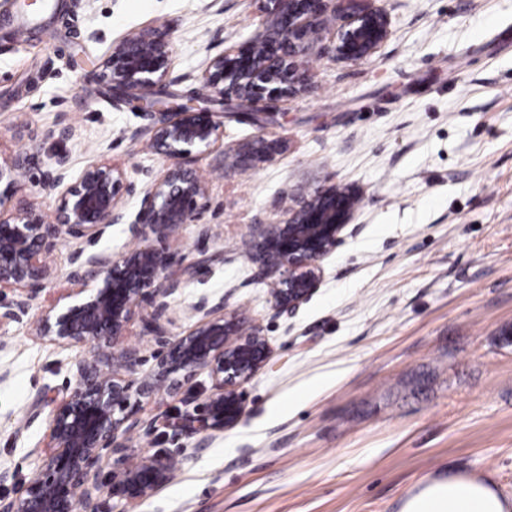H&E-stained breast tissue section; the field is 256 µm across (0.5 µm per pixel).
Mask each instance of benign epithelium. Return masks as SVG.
I'll list each match as a JSON object with an SVG mask.
<instances>
[{
  "instance_id": "benign-epithelium-1",
  "label": "benign epithelium",
  "mask_w": 512,
  "mask_h": 512,
  "mask_svg": "<svg viewBox=\"0 0 512 512\" xmlns=\"http://www.w3.org/2000/svg\"><path fill=\"white\" fill-rule=\"evenodd\" d=\"M268 20L251 48L223 51L201 75L202 93L184 102L162 96L173 50L174 29L160 24L132 32L113 44L100 77L115 97L133 96L158 119L136 133L164 165L143 183L110 165L92 163L74 178L67 153L41 167L35 159L46 140L68 141L76 127L62 115L45 128L23 126L25 147L0 162V327L20 322L53 275L48 258L64 241L75 243L66 302L42 311L33 335L61 348L80 346L85 355L71 363L73 380L47 418L40 463L12 496H0V512H104L108 499L140 502L171 477L173 456L126 454L135 436L148 438L155 425L139 416L143 401L161 392L172 397L200 372L211 387L186 410L177 428L203 450L214 432L235 427L245 412V386L271 354L263 327L248 317L224 314V300H201L202 317L174 336L164 316L185 281L172 273L176 253L170 240L189 224H203L209 187L195 166L213 154L217 166L246 171L272 160L278 142L262 135L224 149V122L199 107L216 99L263 114L268 104L303 87L307 39L336 12V0H261ZM347 3L336 33V57L356 61L373 54L388 35L378 9ZM262 47V54L256 48ZM54 197L52 214L18 197L24 178ZM139 199L130 213L125 199ZM359 193L351 187L319 188L285 221L252 225L256 278L270 282L275 311L293 314L319 288L321 261L336 249L351 223ZM123 226L131 247L114 253L93 250L113 225ZM149 308L145 330L155 341L154 364L141 375V350L126 342L136 309Z\"/></svg>"
}]
</instances>
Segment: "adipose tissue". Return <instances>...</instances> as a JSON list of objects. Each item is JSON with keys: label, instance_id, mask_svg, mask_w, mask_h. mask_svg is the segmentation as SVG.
<instances>
[{"label": "adipose tissue", "instance_id": "1", "mask_svg": "<svg viewBox=\"0 0 512 512\" xmlns=\"http://www.w3.org/2000/svg\"><path fill=\"white\" fill-rule=\"evenodd\" d=\"M405 512H512L489 488L451 478L432 481L406 505Z\"/></svg>", "mask_w": 512, "mask_h": 512}]
</instances>
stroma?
I'll list each match as a JSON object with an SVG mask.
<instances>
[{"mask_svg": "<svg viewBox=\"0 0 512 512\" xmlns=\"http://www.w3.org/2000/svg\"><path fill=\"white\" fill-rule=\"evenodd\" d=\"M22 0H0V156L22 146L21 124L67 114L77 136L73 173L108 163L141 179L162 159L134 139L151 123L137 99L111 97L99 62L126 34L175 28L166 82L198 93L211 57L251 41L259 0H51L41 25L18 36L6 21ZM389 24L371 56L336 59L337 20L308 38L309 81L273 120L224 116V144L262 134L270 162L214 171L204 225L173 250L185 280L171 333L198 320L201 299L261 323L271 355L247 385L246 411L207 448L173 437L181 398L144 403L157 453L176 452L174 476L151 497L106 512H402L431 479L462 477L512 501V0H373ZM362 193L343 242L325 257L317 292L294 316L275 315L248 254L252 225L278 223L319 187ZM71 243L48 259L54 277L32 314L65 295ZM78 347L0 329V484L9 495L38 463L44 420L35 396L62 397ZM132 440L129 457L144 446Z\"/></svg>", "mask_w": 512, "mask_h": 512, "instance_id": "1", "label": "stroma"}]
</instances>
